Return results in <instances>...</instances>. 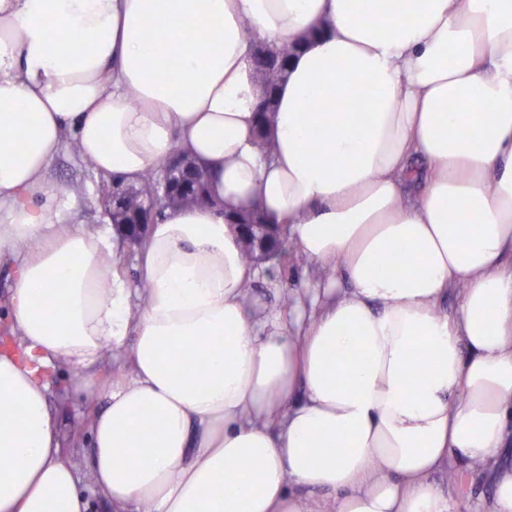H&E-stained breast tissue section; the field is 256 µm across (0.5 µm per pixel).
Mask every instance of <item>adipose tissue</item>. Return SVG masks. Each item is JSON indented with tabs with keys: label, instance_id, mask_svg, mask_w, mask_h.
<instances>
[{
	"label": "adipose tissue",
	"instance_id": "1",
	"mask_svg": "<svg viewBox=\"0 0 512 512\" xmlns=\"http://www.w3.org/2000/svg\"><path fill=\"white\" fill-rule=\"evenodd\" d=\"M295 40L267 154L251 54ZM69 142L124 184L177 148L209 176L142 239L139 306L118 233L44 182ZM254 209L353 285L304 332L247 307ZM509 251L512 0H0V512H88L61 366L106 401L86 465L112 512H461L432 474L486 470L512 512ZM50 407L56 415V430L59 438L64 443L63 447H74L70 445V442L79 432L76 431L74 422L77 421V417L81 413L84 403L74 397L72 400L68 401V406L60 407L58 398L56 394H54L50 398Z\"/></svg>",
	"mask_w": 512,
	"mask_h": 512
}]
</instances>
